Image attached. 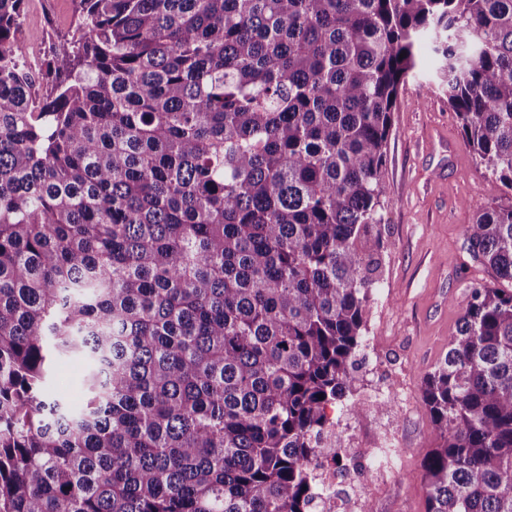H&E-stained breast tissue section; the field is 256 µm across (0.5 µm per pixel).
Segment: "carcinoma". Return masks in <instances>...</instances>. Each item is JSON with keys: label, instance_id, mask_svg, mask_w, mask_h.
<instances>
[{"label": "carcinoma", "instance_id": "obj_1", "mask_svg": "<svg viewBox=\"0 0 512 512\" xmlns=\"http://www.w3.org/2000/svg\"><path fill=\"white\" fill-rule=\"evenodd\" d=\"M73 2L38 78L0 0V512H316L399 89L426 53L512 191V0ZM466 235L511 287L424 377L426 512H512V200ZM83 372V364L75 357H62L56 361L49 377L52 395L62 396L70 400H78L80 397V379Z\"/></svg>", "mask_w": 512, "mask_h": 512}]
</instances>
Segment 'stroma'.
I'll return each instance as SVG.
<instances>
[{
    "mask_svg": "<svg viewBox=\"0 0 512 512\" xmlns=\"http://www.w3.org/2000/svg\"><path fill=\"white\" fill-rule=\"evenodd\" d=\"M75 21L72 0H27L21 36L47 54L62 47ZM382 180L381 280L366 310L372 343L358 354L354 397L371 403L390 392L394 400L382 415L342 413L337 432L346 467L334 472L332 487L341 507L357 497L364 512H425L422 464L434 425L422 403L423 377L448 350L461 315L457 297L495 280L469 249L465 229L474 208L512 191L465 145L423 61L400 89ZM387 439L400 464L391 473L367 454Z\"/></svg>",
    "mask_w": 512,
    "mask_h": 512,
    "instance_id": "35a3bbf8",
    "label": "stroma"
}]
</instances>
